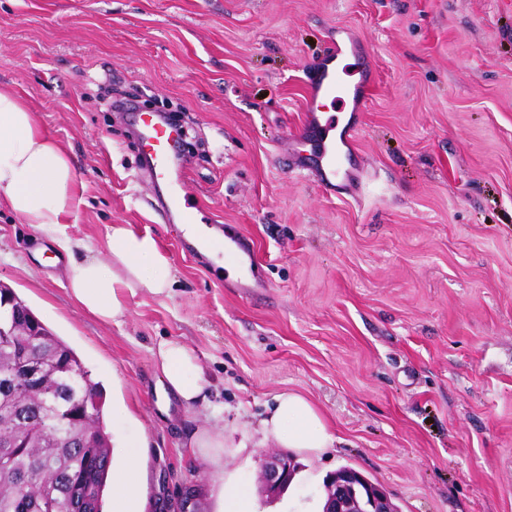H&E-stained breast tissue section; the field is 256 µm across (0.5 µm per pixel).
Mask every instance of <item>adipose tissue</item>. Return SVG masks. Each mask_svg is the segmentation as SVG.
I'll return each instance as SVG.
<instances>
[{"instance_id": "1", "label": "adipose tissue", "mask_w": 512, "mask_h": 512, "mask_svg": "<svg viewBox=\"0 0 512 512\" xmlns=\"http://www.w3.org/2000/svg\"><path fill=\"white\" fill-rule=\"evenodd\" d=\"M78 202L79 186L66 150L39 125L21 96L0 88V207L50 238L71 298L109 323L126 312L124 289L145 288L160 295L173 287L172 261L151 234L127 224L108 225L102 251L70 238L65 227L73 223ZM155 356L162 398L186 406L203 402L207 380L191 347L178 339L163 340ZM259 432L263 441L305 457L322 455L339 441L322 412L292 392L275 396ZM138 475L135 458L113 470V512H144Z\"/></svg>"}]
</instances>
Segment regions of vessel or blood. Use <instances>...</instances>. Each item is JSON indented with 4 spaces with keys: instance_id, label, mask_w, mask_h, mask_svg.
I'll list each match as a JSON object with an SVG mask.
<instances>
[{
    "instance_id": "1",
    "label": "vessel or blood",
    "mask_w": 512,
    "mask_h": 512,
    "mask_svg": "<svg viewBox=\"0 0 512 512\" xmlns=\"http://www.w3.org/2000/svg\"><path fill=\"white\" fill-rule=\"evenodd\" d=\"M368 58L365 47L354 43L345 47L336 42L309 73L304 122L298 133L309 152L290 158L296 168H311L319 187L354 197L360 195L366 180L363 168L350 160L359 126L333 111L332 106L352 100L358 108H365L367 93L374 85L367 70ZM129 117L136 125L140 153L146 161L142 178L150 187L166 189L160 205L164 220L194 226V208L183 191L184 174L172 159L180 139L178 129L137 108L131 109ZM224 257L238 269L234 286L240 294L254 297L266 292L269 283L261 274L254 247L245 237L225 234Z\"/></svg>"
}]
</instances>
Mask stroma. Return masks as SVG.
Returning a JSON list of instances; mask_svg holds the SVG:
<instances>
[{
	"label": "stroma",
	"instance_id": "stroma-1",
	"mask_svg": "<svg viewBox=\"0 0 512 512\" xmlns=\"http://www.w3.org/2000/svg\"><path fill=\"white\" fill-rule=\"evenodd\" d=\"M351 29L375 87L360 114L359 198L318 188L284 158L304 119L306 76ZM0 86L22 95L84 185L72 237L153 235L174 288L124 291L107 324L70 298L48 238L0 209V284L80 357L130 418L113 462L141 458L146 512L195 486L216 512L225 472L256 487L258 423L300 393L341 440L300 462L261 506L321 499L348 466L400 512H512V0H0ZM181 108L184 187L202 223L235 225L271 287L240 296L154 205L113 99ZM193 348L205 403L161 410L159 341ZM224 435V468L189 448ZM250 440L251 447L236 452Z\"/></svg>",
	"mask_w": 512,
	"mask_h": 512
}]
</instances>
